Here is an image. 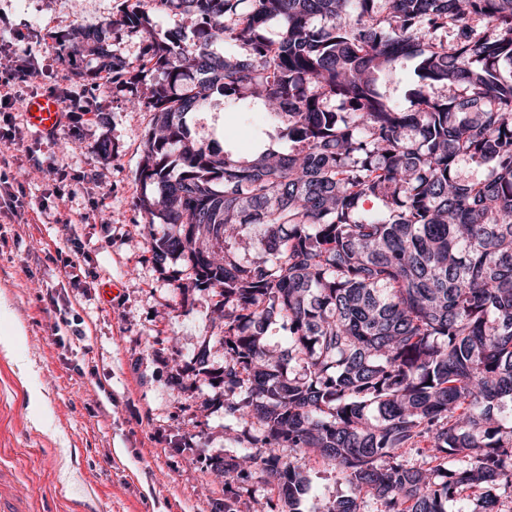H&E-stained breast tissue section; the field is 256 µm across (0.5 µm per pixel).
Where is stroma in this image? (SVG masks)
Instances as JSON below:
<instances>
[{"mask_svg":"<svg viewBox=\"0 0 512 512\" xmlns=\"http://www.w3.org/2000/svg\"><path fill=\"white\" fill-rule=\"evenodd\" d=\"M124 0H0V64L23 65L26 83L0 106V176L26 192V223L0 214V335L22 323L12 357L0 353V457L22 471L34 512H271L259 475L228 482L219 462L243 432L224 419V322L211 289L193 287L184 258L156 264L149 225L134 206L137 168L152 114L132 110L111 81L80 78L89 60L63 59L58 35L104 23ZM79 105L54 136L27 122L31 97ZM195 136L257 154L271 130L260 109L191 114ZM107 152H98L100 144ZM118 293L104 301L103 286ZM57 303L48 305L46 292ZM209 352V371L196 358ZM26 363L52 409L41 419L18 375ZM310 490L302 512L336 496L372 498L328 463L298 458Z\"/></svg>","mask_w":512,"mask_h":512,"instance_id":"1","label":"stroma"}]
</instances>
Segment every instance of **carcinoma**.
I'll use <instances>...</instances> for the list:
<instances>
[{
  "label": "carcinoma",
  "instance_id": "1",
  "mask_svg": "<svg viewBox=\"0 0 512 512\" xmlns=\"http://www.w3.org/2000/svg\"><path fill=\"white\" fill-rule=\"evenodd\" d=\"M110 25L142 36L140 64L100 31L62 43L94 62L87 81H151L128 98L153 113L135 206L165 225L155 260L185 258L220 297L224 418L262 430L224 471L261 473L281 512H300L308 453L376 512H507L512 0H125ZM402 59L413 112L376 88ZM219 98L263 109L288 149L197 140L186 116ZM246 226L257 260L239 257Z\"/></svg>",
  "mask_w": 512,
  "mask_h": 512
}]
</instances>
